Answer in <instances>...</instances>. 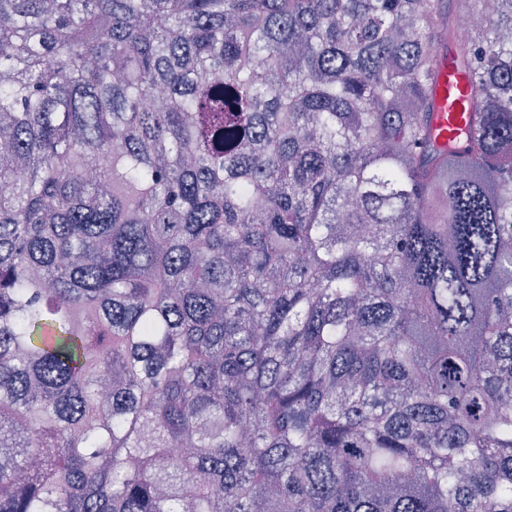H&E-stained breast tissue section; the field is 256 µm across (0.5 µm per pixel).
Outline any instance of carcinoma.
Masks as SVG:
<instances>
[{
  "instance_id": "carcinoma-1",
  "label": "carcinoma",
  "mask_w": 512,
  "mask_h": 512,
  "mask_svg": "<svg viewBox=\"0 0 512 512\" xmlns=\"http://www.w3.org/2000/svg\"><path fill=\"white\" fill-rule=\"evenodd\" d=\"M0 512H512V0H0ZM451 81L456 82V87L460 93H462V89L467 84V78L461 73L451 72L448 74L446 69L441 73L438 86L437 105L439 112L437 116L438 123H441L443 128V135H446V129L448 127V113L449 119L460 120L462 119V113L466 112L467 109V101L462 96L456 97L451 102L448 101V82Z\"/></svg>"
}]
</instances>
